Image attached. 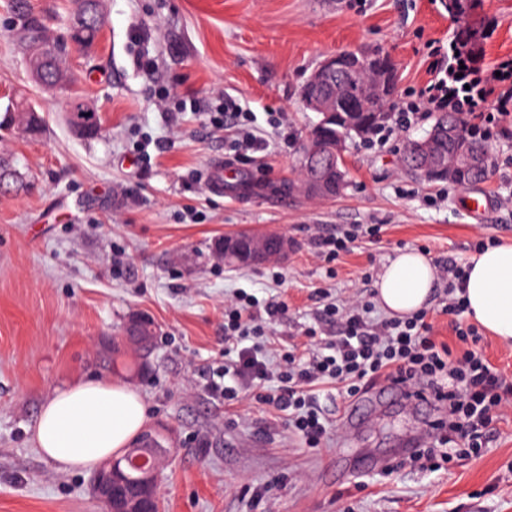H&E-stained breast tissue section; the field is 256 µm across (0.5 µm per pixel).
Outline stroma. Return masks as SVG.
Masks as SVG:
<instances>
[{
  "mask_svg": "<svg viewBox=\"0 0 512 512\" xmlns=\"http://www.w3.org/2000/svg\"><path fill=\"white\" fill-rule=\"evenodd\" d=\"M104 25L94 47L61 59L65 89L36 85L24 43L10 32V0H0V110L27 95L45 121L33 140L0 131L27 185L0 193V512H101L85 472H62L31 442L43 400L79 376L136 386L150 431L175 453L163 473L161 512H512V410L490 447L436 471L404 466L350 476L363 460L404 455L430 405L404 408L395 397L360 426H338L326 447L289 436L254 398L213 400L199 378L224 362V302L246 292L279 296L281 343L300 336L320 305L318 289L346 302L364 276H379L397 250L465 260L479 239L512 241V130L490 140L492 172L469 191L492 205L480 219L460 208L467 189L406 171L404 147L436 118L423 113L384 145L350 147L347 187L331 199L289 189L302 144L318 115L301 90L322 59L343 51H382L397 68L394 102L420 89L435 47L460 34L485 65L512 57V0H461L448 13L434 0H101ZM148 34L134 66L131 31ZM194 97L197 112L174 119L155 106L160 91ZM236 98L250 117L216 132L215 92ZM97 113L102 133L87 140L66 121L72 99ZM252 134L264 150L240 156ZM159 152L136 162L143 139ZM230 164L234 185L213 183ZM437 203H428V196ZM352 224H379L328 264L314 237ZM281 232L297 250L274 268H230L216 260L225 234ZM149 316L156 349L139 368L123 346L127 317Z\"/></svg>",
  "mask_w": 512,
  "mask_h": 512,
  "instance_id": "1",
  "label": "stroma"
}]
</instances>
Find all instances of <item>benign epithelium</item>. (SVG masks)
I'll use <instances>...</instances> for the list:
<instances>
[{
    "mask_svg": "<svg viewBox=\"0 0 512 512\" xmlns=\"http://www.w3.org/2000/svg\"><path fill=\"white\" fill-rule=\"evenodd\" d=\"M377 68L379 64L370 53L330 54L311 74L309 85L329 87L346 71ZM304 102L307 108L324 115L326 119L336 111V101L328 93H308L304 96ZM346 152V140L338 137L327 146L319 142L310 143L303 157L309 164L323 159L326 166L337 167L344 164ZM415 154L421 160L423 171L440 178L449 175L459 178L479 163L478 157L473 154H461L451 165L445 163L435 134L420 142ZM244 250L250 255L252 265L257 266L271 259H288L295 250V242L284 234L271 238L267 234L252 233L247 241L241 240L236 234L226 235L217 245L215 256L227 264ZM125 339L145 356L154 351V337L142 333L134 320L127 324ZM170 455L171 449L157 436L150 434L128 448L123 458L109 460L99 467L91 479V492L97 500L108 504L113 512H150L151 502L158 499L163 464Z\"/></svg>",
    "mask_w": 512,
    "mask_h": 512,
    "instance_id": "obj_1",
    "label": "benign epithelium"
}]
</instances>
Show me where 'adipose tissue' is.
Masks as SVG:
<instances>
[{"label": "adipose tissue", "mask_w": 512, "mask_h": 512, "mask_svg": "<svg viewBox=\"0 0 512 512\" xmlns=\"http://www.w3.org/2000/svg\"><path fill=\"white\" fill-rule=\"evenodd\" d=\"M468 315L499 341L512 343V244L469 259ZM435 269L417 249L399 251L375 283L380 306L392 316L424 308L435 288ZM149 423L133 386L104 378H77L42 404L32 431L39 453L63 471L90 472L120 453Z\"/></svg>", "instance_id": "adipose-tissue-1"}]
</instances>
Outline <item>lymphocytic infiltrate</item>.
Instances as JSON below:
<instances>
[{
    "mask_svg": "<svg viewBox=\"0 0 512 512\" xmlns=\"http://www.w3.org/2000/svg\"><path fill=\"white\" fill-rule=\"evenodd\" d=\"M414 109L456 113L480 139L504 132L512 117V59L487 69L467 41L449 38ZM437 264L447 280L448 300L441 312L450 318L451 341L435 340L428 310L379 319L370 302L357 299L323 305L320 319L339 324L338 335L323 340L319 326L304 329L307 341L317 344L316 352L295 344L272 351L269 327L285 318L288 304L244 294L239 303L224 308V363L203 373L205 388L213 397L236 401L265 385L258 401L286 413L289 431L307 447L319 448L334 422L321 407L317 385L333 384L339 397L349 399L385 380L407 395L429 397L444 411L427 423L430 443L412 455L425 468H441L450 449L487 447L493 422L512 405V384L474 349L482 335L464 319L466 262L448 257Z\"/></svg>",
    "mask_w": 512,
    "mask_h": 512,
    "instance_id": "lymphocytic-infiltrate-1",
    "label": "lymphocytic infiltrate"
}]
</instances>
